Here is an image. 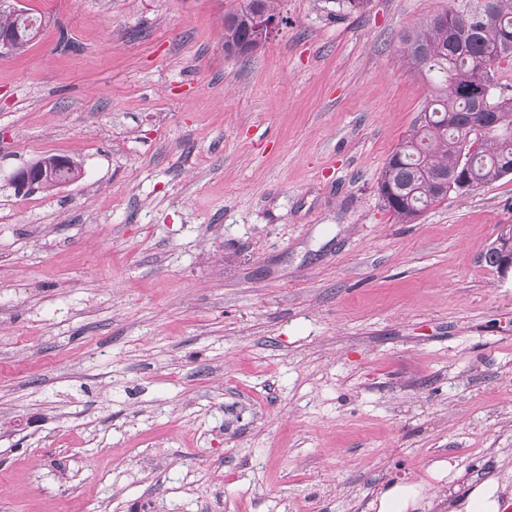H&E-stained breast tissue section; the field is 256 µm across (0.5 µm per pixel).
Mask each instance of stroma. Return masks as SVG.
<instances>
[{
  "label": "stroma",
  "instance_id": "1",
  "mask_svg": "<svg viewBox=\"0 0 512 512\" xmlns=\"http://www.w3.org/2000/svg\"><path fill=\"white\" fill-rule=\"evenodd\" d=\"M0 54V512H374L512 483V175L410 224L378 182L448 0H12ZM73 184L14 195L38 158ZM448 460L452 476L431 467ZM240 11L243 13L240 15L246 19L254 32L253 36L246 23L236 19ZM240 11L236 8L224 15V18L234 17V21L224 23V46L244 42L237 47H226L224 52L229 56H242L257 51L267 43L274 30L283 22L280 12H268L258 6L257 0H241ZM249 37L251 38L247 40ZM29 17L30 15L24 16L13 9L0 11V28L3 29L0 31V53L11 51L13 48L11 54H20L26 50L39 28L32 27V23L26 24L25 21ZM11 31L15 35V41ZM508 228L509 226L502 233H505ZM502 233L493 242L491 247L493 249L494 265L502 273H506L509 270L512 271V231L509 235H502ZM424 487L405 481L390 483L377 495V512H416L424 499ZM411 510V511H410Z\"/></svg>",
  "mask_w": 512,
  "mask_h": 512
}]
</instances>
